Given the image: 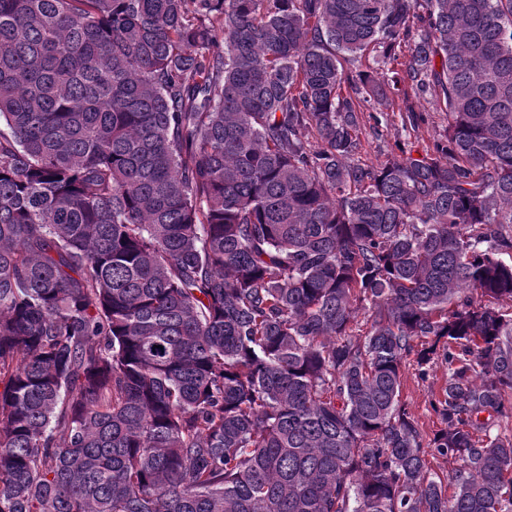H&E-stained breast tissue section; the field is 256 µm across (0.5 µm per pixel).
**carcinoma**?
I'll return each mask as SVG.
<instances>
[{
	"instance_id": "carcinoma-1",
	"label": "carcinoma",
	"mask_w": 512,
	"mask_h": 512,
	"mask_svg": "<svg viewBox=\"0 0 512 512\" xmlns=\"http://www.w3.org/2000/svg\"><path fill=\"white\" fill-rule=\"evenodd\" d=\"M0 123V512H512V0H0ZM408 94L409 102L415 106L417 111L423 113L425 122L420 124L415 131H410V135L408 132L405 135L401 128V118L397 106L394 105L395 112H391V108L388 112H374L382 119L381 126H379L380 132L379 135H375L367 124V130L362 136L363 149L359 155L360 160L368 164H376L384 160L398 137L409 142L408 147L413 150V156L416 157L430 146L434 139L445 133L448 118L442 108L430 96L416 98L410 89H408ZM410 362V363H409ZM448 374L440 363L430 368L426 377H421L410 357L404 368L401 399L407 405L423 434V444L429 443L433 433L440 427L430 401L445 386Z\"/></svg>"
}]
</instances>
